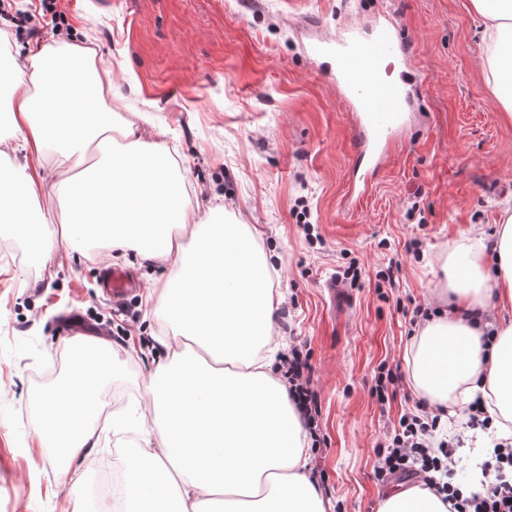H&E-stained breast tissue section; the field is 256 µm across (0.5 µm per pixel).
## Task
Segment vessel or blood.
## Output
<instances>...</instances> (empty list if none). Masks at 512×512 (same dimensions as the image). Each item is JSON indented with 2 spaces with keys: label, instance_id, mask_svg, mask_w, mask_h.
Instances as JSON below:
<instances>
[{
  "label": "vessel or blood",
  "instance_id": "vessel-or-blood-1",
  "mask_svg": "<svg viewBox=\"0 0 512 512\" xmlns=\"http://www.w3.org/2000/svg\"><path fill=\"white\" fill-rule=\"evenodd\" d=\"M310 54L335 61L336 84L355 116L360 143L352 189L365 195L371 188V175L407 122L409 91L392 81L389 71L407 60L408 47L387 19L370 37L352 31L336 42L313 44ZM104 286L117 303L133 291L132 280L122 269L109 270Z\"/></svg>",
  "mask_w": 512,
  "mask_h": 512
}]
</instances>
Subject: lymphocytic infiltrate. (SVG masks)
<instances>
[{
	"label": "lymphocytic infiltrate",
	"instance_id": "f902f5d3",
	"mask_svg": "<svg viewBox=\"0 0 512 512\" xmlns=\"http://www.w3.org/2000/svg\"><path fill=\"white\" fill-rule=\"evenodd\" d=\"M283 376L305 428L309 434H316L320 398L313 388L309 359L298 347L289 349ZM438 427V416L426 412L402 414L389 432L387 444L376 450L375 479L384 482L396 475L422 478L425 488L442 495L448 512H512V437L494 447L495 482L466 495L450 479L456 465L455 445L435 441Z\"/></svg>",
	"mask_w": 512,
	"mask_h": 512
}]
</instances>
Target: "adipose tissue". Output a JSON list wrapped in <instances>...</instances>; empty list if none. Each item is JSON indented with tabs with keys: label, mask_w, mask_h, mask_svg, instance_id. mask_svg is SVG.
<instances>
[{
	"label": "adipose tissue",
	"mask_w": 512,
	"mask_h": 512,
	"mask_svg": "<svg viewBox=\"0 0 512 512\" xmlns=\"http://www.w3.org/2000/svg\"><path fill=\"white\" fill-rule=\"evenodd\" d=\"M494 29L488 60L494 91L512 112V0H472ZM67 61L45 49L28 68L0 71L15 85L9 125L23 137L30 161L0 172V224L36 241L51 260L59 244L79 236L76 224L46 235L45 215H34L50 152L65 163L55 172L59 194L78 197L92 222L112 224V246L135 251L165 266L169 277L144 296L155 315L175 327L164 338L166 358L145 386L152 414L133 447L116 454L123 468L125 512H153L165 500L174 512H203L222 504L224 512H327L328 505L307 469L309 440L284 385L273 371L278 348L274 315L281 303L267 259L251 232L240 224H202L158 144L137 127L118 130L119 156L90 161L100 125L75 127L82 110L69 84ZM195 235L200 248L186 246ZM440 290L449 291L448 310L427 322L414 339L411 379L437 407L464 409L483 393L489 411L512 418V321L497 326L493 341L470 323L489 301L512 307V215H503L494 247L483 238L461 236L443 266ZM93 406L61 382L39 406L35 431L42 444L58 446L61 474L96 447L92 424L73 429L75 413ZM379 512H446L440 497L415 487L390 492Z\"/></svg>",
	"instance_id": "obj_1"
}]
</instances>
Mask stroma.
<instances>
[{
    "label": "stroma",
    "mask_w": 512,
    "mask_h": 512,
    "mask_svg": "<svg viewBox=\"0 0 512 512\" xmlns=\"http://www.w3.org/2000/svg\"><path fill=\"white\" fill-rule=\"evenodd\" d=\"M0 14V50L26 64L41 48L89 49L103 77L86 90L84 125L108 111L167 149L204 222L248 225L271 256L283 296L275 334L301 345L320 394V445L311 475L328 512H378L398 476H373L375 448L419 395L410 380L408 311L443 303L436 283L454 241L474 232L493 243L512 210V117L494 91L492 42L471 0H10ZM394 19L411 56L398 76L416 93L391 158L359 202L349 199L354 123L336 90L331 59L314 62L317 40ZM361 278L348 304L327 285L349 265ZM132 272L140 288L113 306L99 289L100 266ZM393 268L389 288L380 270ZM162 265L107 242L60 246L42 264L25 236L0 233V512H76L94 505L90 460L58 475L59 450L41 446L33 418L63 380L89 398L112 395L118 434L92 458L140 437L133 413L169 335L144 302L166 279ZM107 341L121 370L106 382L75 373L68 341ZM401 381L389 404L372 393L379 364Z\"/></svg>",
    "instance_id": "stroma-1"
}]
</instances>
